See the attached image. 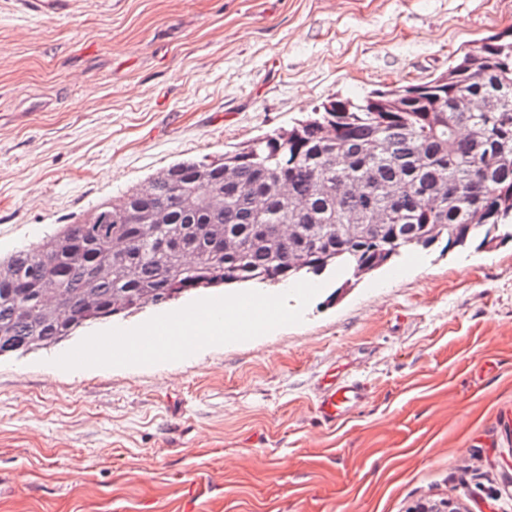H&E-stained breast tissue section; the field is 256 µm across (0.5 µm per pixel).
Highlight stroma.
Instances as JSON below:
<instances>
[{"instance_id":"1","label":"stroma","mask_w":512,"mask_h":512,"mask_svg":"<svg viewBox=\"0 0 512 512\" xmlns=\"http://www.w3.org/2000/svg\"><path fill=\"white\" fill-rule=\"evenodd\" d=\"M511 30L512 0H0V259ZM317 281L302 323L157 367L52 360L239 285L0 355V512H512V240ZM334 373L369 397L330 426Z\"/></svg>"}]
</instances>
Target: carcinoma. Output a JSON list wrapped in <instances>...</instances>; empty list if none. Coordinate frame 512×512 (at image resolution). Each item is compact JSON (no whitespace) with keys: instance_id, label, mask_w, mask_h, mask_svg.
Listing matches in <instances>:
<instances>
[{"instance_id":"cac0c4a2","label":"carcinoma","mask_w":512,"mask_h":512,"mask_svg":"<svg viewBox=\"0 0 512 512\" xmlns=\"http://www.w3.org/2000/svg\"><path fill=\"white\" fill-rule=\"evenodd\" d=\"M460 90L499 102V110L454 112ZM231 168L235 177L227 179ZM438 186L448 198L433 197ZM352 212L377 224L354 230ZM299 234L272 250L279 226ZM182 237L173 261L160 241ZM512 237V42L500 34L421 85L376 89L361 102L337 99L316 116L268 134L210 163L181 161L118 200L98 205L37 246L0 260V355L45 345L81 327V295L89 268L111 265L97 285L101 318L126 315L145 297L163 303L172 289L265 283L332 268L367 274L418 248H446ZM67 239L79 254L64 258ZM235 239L239 251L223 243ZM124 255L111 256L112 241ZM312 252L304 266L293 254ZM51 275L68 314L55 324L39 318L35 279Z\"/></svg>"}]
</instances>
